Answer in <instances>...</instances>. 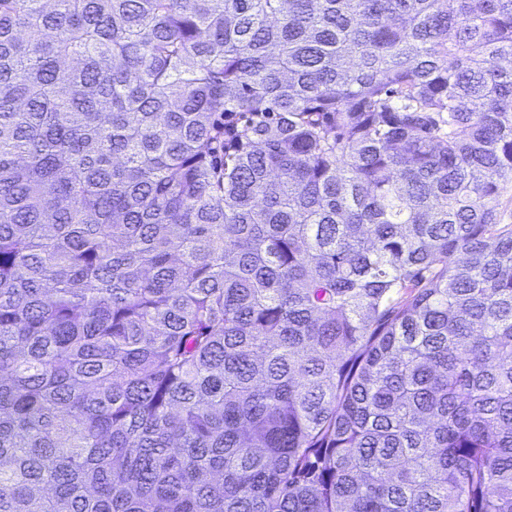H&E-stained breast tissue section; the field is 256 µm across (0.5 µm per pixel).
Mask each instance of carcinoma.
Returning <instances> with one entry per match:
<instances>
[{"instance_id": "1", "label": "carcinoma", "mask_w": 512, "mask_h": 512, "mask_svg": "<svg viewBox=\"0 0 512 512\" xmlns=\"http://www.w3.org/2000/svg\"><path fill=\"white\" fill-rule=\"evenodd\" d=\"M0 0V512H512V0Z\"/></svg>"}]
</instances>
